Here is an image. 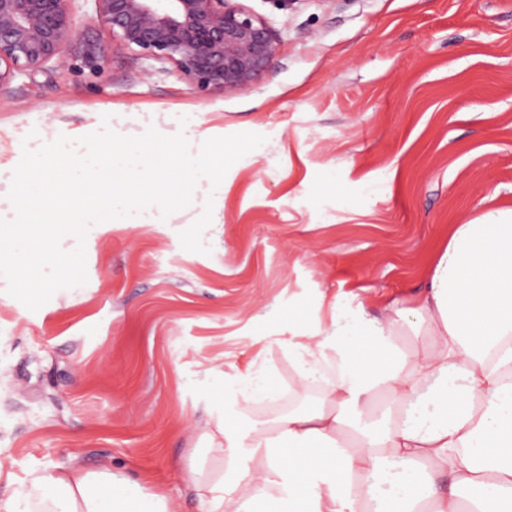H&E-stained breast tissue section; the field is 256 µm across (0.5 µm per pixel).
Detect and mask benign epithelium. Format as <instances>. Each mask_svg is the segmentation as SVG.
Instances as JSON below:
<instances>
[{
  "mask_svg": "<svg viewBox=\"0 0 512 512\" xmlns=\"http://www.w3.org/2000/svg\"><path fill=\"white\" fill-rule=\"evenodd\" d=\"M72 0H0V87L52 62L103 75L113 46L74 26ZM116 46L172 65L204 95L255 84L274 66L279 39L241 0H94Z\"/></svg>",
  "mask_w": 512,
  "mask_h": 512,
  "instance_id": "benign-epithelium-1",
  "label": "benign epithelium"
}]
</instances>
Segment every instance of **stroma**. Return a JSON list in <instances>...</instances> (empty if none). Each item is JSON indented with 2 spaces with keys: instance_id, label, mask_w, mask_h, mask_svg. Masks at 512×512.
<instances>
[{
  "instance_id": "35a3bbf8",
  "label": "stroma",
  "mask_w": 512,
  "mask_h": 512,
  "mask_svg": "<svg viewBox=\"0 0 512 512\" xmlns=\"http://www.w3.org/2000/svg\"><path fill=\"white\" fill-rule=\"evenodd\" d=\"M277 33L272 72L200 96L170 65L116 50L104 76L55 66L0 88V167L109 125L124 136H265L202 233L103 224L86 285L38 310L0 277V495L33 468L107 465L205 512L189 479L218 385L267 366L324 292L374 313L424 284L451 225L512 208V0H245ZM110 122H103V115Z\"/></svg>"
}]
</instances>
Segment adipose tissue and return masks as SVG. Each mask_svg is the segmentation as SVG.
Segmentation results:
<instances>
[{
  "instance_id": "adipose-tissue-1",
  "label": "adipose tissue",
  "mask_w": 512,
  "mask_h": 512,
  "mask_svg": "<svg viewBox=\"0 0 512 512\" xmlns=\"http://www.w3.org/2000/svg\"><path fill=\"white\" fill-rule=\"evenodd\" d=\"M294 331V383L319 403L251 418L273 374L242 375L210 419L209 512H512V209L453 225L412 302L333 299ZM0 512H175L110 467L29 471Z\"/></svg>"
}]
</instances>
